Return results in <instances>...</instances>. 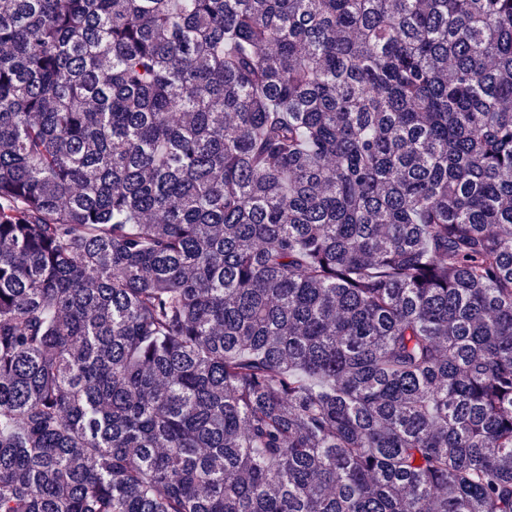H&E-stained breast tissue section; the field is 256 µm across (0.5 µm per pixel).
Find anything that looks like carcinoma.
Wrapping results in <instances>:
<instances>
[{
    "mask_svg": "<svg viewBox=\"0 0 512 512\" xmlns=\"http://www.w3.org/2000/svg\"><path fill=\"white\" fill-rule=\"evenodd\" d=\"M0 512H512V0H0Z\"/></svg>",
    "mask_w": 512,
    "mask_h": 512,
    "instance_id": "1",
    "label": "carcinoma"
}]
</instances>
